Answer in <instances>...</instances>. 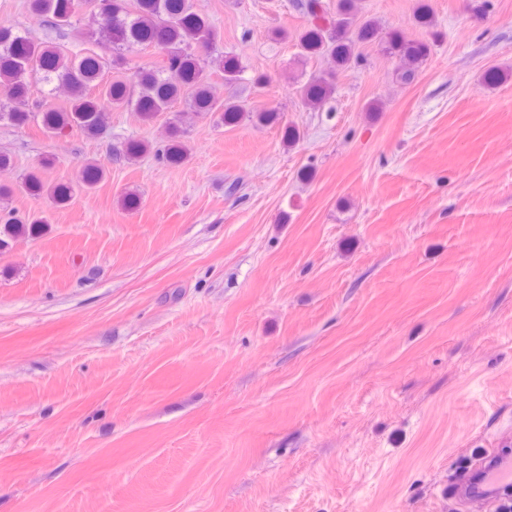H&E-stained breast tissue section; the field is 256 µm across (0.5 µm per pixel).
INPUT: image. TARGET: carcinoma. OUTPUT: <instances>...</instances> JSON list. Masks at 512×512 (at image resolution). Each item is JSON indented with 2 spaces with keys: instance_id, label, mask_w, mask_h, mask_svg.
Masks as SVG:
<instances>
[{
  "instance_id": "obj_1",
  "label": "carcinoma",
  "mask_w": 512,
  "mask_h": 512,
  "mask_svg": "<svg viewBox=\"0 0 512 512\" xmlns=\"http://www.w3.org/2000/svg\"><path fill=\"white\" fill-rule=\"evenodd\" d=\"M28 10L36 21L69 31L80 48L67 52L54 42L32 40L24 30L0 27V87L7 90L6 98L0 99V124L35 123L51 136L76 127L90 138H100L107 134L108 116L116 108L130 107L142 121L151 122L177 102L198 114H216L225 126H235L244 117L256 125L280 123L277 107L257 110L246 99L215 96L211 69H217L228 86L238 81L241 66L235 55L218 52L215 26L194 0H28ZM297 42L304 55L329 57L334 63L332 70L301 87L303 100L312 106L335 92L338 72L358 63L362 44L376 43L385 54L402 60L406 69L400 78L406 83L430 53L428 44L406 42L395 32L383 31L375 20L359 17L355 0H336L328 24H311ZM101 45L112 47V57L98 54ZM142 46L157 48L163 62L127 67L126 53ZM125 69V76H110ZM35 81L43 84L47 95L66 86L68 105L34 110L30 96ZM152 151L151 143L131 140L123 157L133 162ZM157 155L169 165L188 158L189 148L177 124L170 126L168 143ZM106 175L105 166L89 161L79 185L91 189ZM17 191L46 196L58 206L72 199L71 186L45 181L38 168L15 186L0 185V251L17 240L38 237L48 224L41 216L19 215L11 206Z\"/></svg>"
}]
</instances>
